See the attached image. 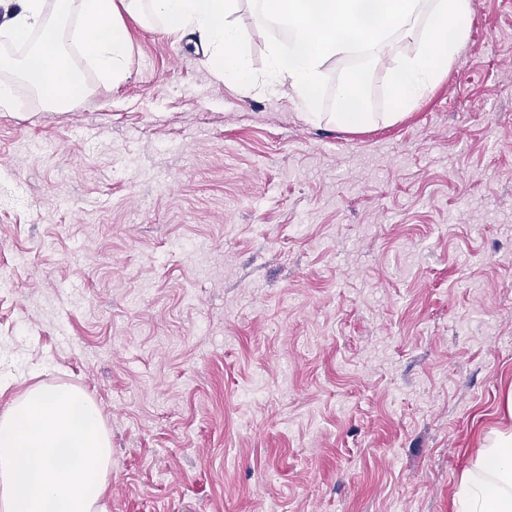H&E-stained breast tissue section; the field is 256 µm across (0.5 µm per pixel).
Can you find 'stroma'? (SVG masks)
Here are the masks:
<instances>
[{
	"label": "stroma",
	"instance_id": "1",
	"mask_svg": "<svg viewBox=\"0 0 512 512\" xmlns=\"http://www.w3.org/2000/svg\"><path fill=\"white\" fill-rule=\"evenodd\" d=\"M472 10L398 120L374 68L359 131L127 15L123 78L78 63L70 109L0 70V410L89 394L107 512H454L512 428V0Z\"/></svg>",
	"mask_w": 512,
	"mask_h": 512
}]
</instances>
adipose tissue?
Masks as SVG:
<instances>
[{
    "instance_id": "obj_1",
    "label": "adipose tissue",
    "mask_w": 512,
    "mask_h": 512,
    "mask_svg": "<svg viewBox=\"0 0 512 512\" xmlns=\"http://www.w3.org/2000/svg\"><path fill=\"white\" fill-rule=\"evenodd\" d=\"M240 0H0V37L31 44L19 69L45 106L59 108L77 84L74 56L120 80L130 44L122 15L190 29L216 70L248 84L231 17ZM112 442L93 398L42 384L0 411V512H105ZM456 512H512V432L489 439L460 480Z\"/></svg>"
}]
</instances>
